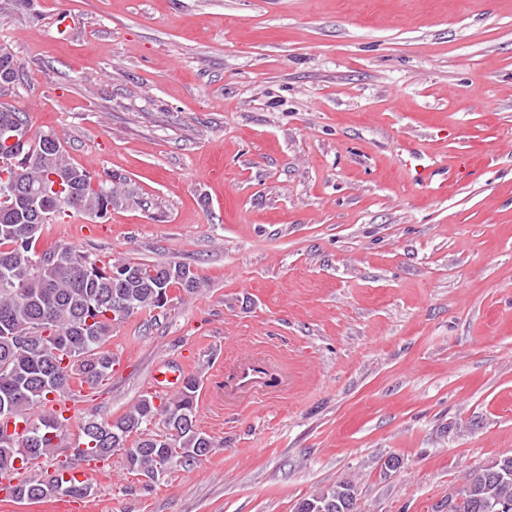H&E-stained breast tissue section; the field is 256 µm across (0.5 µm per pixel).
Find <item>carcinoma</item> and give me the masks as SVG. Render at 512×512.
Returning a JSON list of instances; mask_svg holds the SVG:
<instances>
[{
  "label": "carcinoma",
  "instance_id": "cac0c4a2",
  "mask_svg": "<svg viewBox=\"0 0 512 512\" xmlns=\"http://www.w3.org/2000/svg\"><path fill=\"white\" fill-rule=\"evenodd\" d=\"M14 63L10 53L0 59V98L15 93ZM120 185L108 173L73 165L54 133L32 132L28 113L0 101V419L72 401L75 388L97 386L112 371L106 344L117 322L164 308L161 299L171 302L175 288H199L190 266L180 262L100 266L72 246L36 249L43 225L61 217L105 219L122 204ZM199 386L189 375L168 399L145 395L116 419L84 421L76 457L104 461L121 448L130 470L153 477L169 465L195 464L214 448L196 424ZM157 420L159 432L152 429ZM66 422L52 410L29 421L23 434L0 438V470L24 473L3 489L5 497L38 502L90 494V484L71 476L68 463L47 478L28 475L62 447ZM22 446L36 449L34 461L21 458ZM296 512H358L357 491L341 482L302 499ZM448 512H512V449L466 474L448 498Z\"/></svg>",
  "mask_w": 512,
  "mask_h": 512
}]
</instances>
